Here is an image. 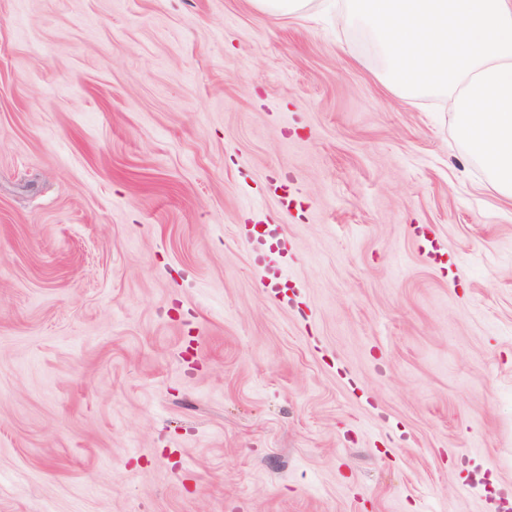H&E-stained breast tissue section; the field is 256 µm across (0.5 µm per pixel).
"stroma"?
I'll use <instances>...</instances> for the list:
<instances>
[{"mask_svg":"<svg viewBox=\"0 0 512 512\" xmlns=\"http://www.w3.org/2000/svg\"><path fill=\"white\" fill-rule=\"evenodd\" d=\"M381 68L324 0H0V512H501L512 205ZM251 3L267 15L300 18L310 10L313 0H251ZM281 236L282 227L275 224L267 225L262 232H259L257 237L252 239L249 236L245 239L246 245L252 250L255 263L269 268V275L264 276L261 287L279 301H283L284 297L280 288H283L282 286L287 285V283L283 280L281 267L275 268L271 266V245H269V242L275 240L278 243Z\"/></svg>","mask_w":512,"mask_h":512,"instance_id":"35a3bbf8","label":"stroma"}]
</instances>
